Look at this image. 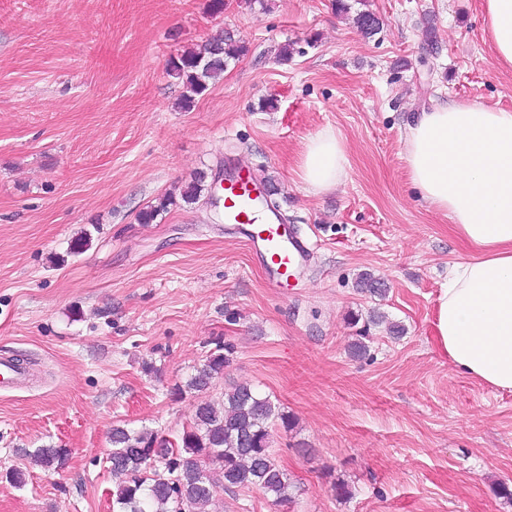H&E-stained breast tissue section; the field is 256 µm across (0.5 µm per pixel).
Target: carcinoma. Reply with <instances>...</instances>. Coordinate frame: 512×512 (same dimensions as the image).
Returning a JSON list of instances; mask_svg holds the SVG:
<instances>
[{"mask_svg":"<svg viewBox=\"0 0 512 512\" xmlns=\"http://www.w3.org/2000/svg\"><path fill=\"white\" fill-rule=\"evenodd\" d=\"M360 31L371 37L380 29L370 12L357 17ZM247 52L233 35L219 32L205 43L173 56L167 74L183 81L189 94L182 99L188 109L194 97L204 94L212 80L224 73L228 61ZM175 203L173 195L159 198L139 219L148 224ZM356 287L371 296H382L385 284L363 274ZM203 363L194 367L185 384H174L170 396L208 390L224 374L233 348L220 337L210 341ZM293 421L273 401L247 383L224 391L219 400L199 403L187 425L174 438L155 431H134L123 424L112 427V449L106 457L115 478L112 512H208L222 493L257 489L278 504L291 500L288 473L273 452V434L288 430ZM43 470L61 468L69 449L46 445L25 453Z\"/></svg>","mask_w":512,"mask_h":512,"instance_id":"1","label":"carcinoma"}]
</instances>
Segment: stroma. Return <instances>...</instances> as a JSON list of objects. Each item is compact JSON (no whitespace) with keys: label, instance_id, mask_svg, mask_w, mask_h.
Returning <instances> with one entry per match:
<instances>
[{"label":"stroma","instance_id":"1","mask_svg":"<svg viewBox=\"0 0 512 512\" xmlns=\"http://www.w3.org/2000/svg\"><path fill=\"white\" fill-rule=\"evenodd\" d=\"M348 4L0 0V356L36 372L0 391V512H112L113 425L173 436L239 383L295 418L273 443L294 499L245 489L210 512H512V392L434 340L439 288L473 250L410 185L404 154L409 116L436 103L512 110V70L493 60L481 0ZM362 11L381 23L369 38ZM222 30L247 53L180 108L169 59ZM328 129L349 167L316 195L297 171ZM237 158L316 245L294 286L269 285L210 191L139 220ZM364 272L384 297L357 292ZM218 336L234 347L223 375L171 400ZM49 444L70 451L55 472L25 456Z\"/></svg>","mask_w":512,"mask_h":512}]
</instances>
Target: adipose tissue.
<instances>
[{"label":"adipose tissue","mask_w":512,"mask_h":512,"mask_svg":"<svg viewBox=\"0 0 512 512\" xmlns=\"http://www.w3.org/2000/svg\"><path fill=\"white\" fill-rule=\"evenodd\" d=\"M494 61L512 69V0H482ZM406 171L422 200L477 252L454 264L436 300L435 342L462 372L512 392V111L450 101L415 114ZM342 137L310 138L299 176L314 194L341 182Z\"/></svg>","instance_id":"adipose-tissue-1"}]
</instances>
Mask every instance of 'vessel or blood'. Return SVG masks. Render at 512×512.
I'll use <instances>...</instances> for the list:
<instances>
[{"label":"vessel or blood","mask_w":512,"mask_h":512,"mask_svg":"<svg viewBox=\"0 0 512 512\" xmlns=\"http://www.w3.org/2000/svg\"><path fill=\"white\" fill-rule=\"evenodd\" d=\"M259 178L231 173L224 178L223 207L225 223L247 230V239L273 279L279 280L307 266L313 257L309 242L262 202ZM29 379L27 368L0 358V388H11Z\"/></svg>","instance_id":"obj_1"}]
</instances>
